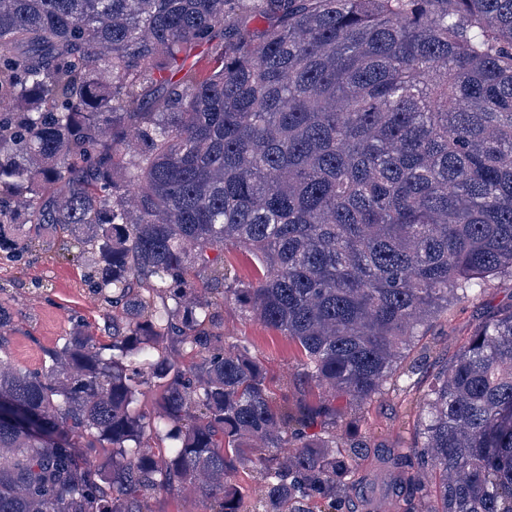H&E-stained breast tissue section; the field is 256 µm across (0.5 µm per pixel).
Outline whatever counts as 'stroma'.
<instances>
[{
  "mask_svg": "<svg viewBox=\"0 0 512 512\" xmlns=\"http://www.w3.org/2000/svg\"><path fill=\"white\" fill-rule=\"evenodd\" d=\"M80 260L58 246L37 243L23 260L14 262L0 251V300L15 313L8 338L14 364L40 369L48 350L78 325L100 328L104 306L94 299L84 280ZM512 304V285L488 282L476 295L455 303L432 323L418 346L427 359L420 373L386 384L382 393L364 404L340 399L344 416L339 430L367 439L374 448H406L413 444L419 401L446 360L468 339L475 325L489 313ZM224 334L245 342L265 366L276 396L296 404L318 400L321 391L306 382L297 346L281 333L262 326L249 314L229 306L224 310Z\"/></svg>",
  "mask_w": 512,
  "mask_h": 512,
  "instance_id": "1",
  "label": "stroma"
}]
</instances>
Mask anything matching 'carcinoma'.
I'll return each mask as SVG.
<instances>
[{
  "label": "carcinoma",
  "instance_id": "cac0c4a2",
  "mask_svg": "<svg viewBox=\"0 0 512 512\" xmlns=\"http://www.w3.org/2000/svg\"><path fill=\"white\" fill-rule=\"evenodd\" d=\"M47 236L80 247L112 333L78 325L30 371L0 302V512L183 490L245 512V462L252 512H342L367 443L336 436V400L415 374L449 300L512 281V0H0V250ZM227 304L324 400L276 406ZM380 463L369 512H512V306ZM224 265L239 279L248 281L252 278L253 269L258 266V262L250 253L229 248L224 250ZM233 483L242 487L247 495L246 506L251 510V506L255 504L256 500L260 497L262 490V481L256 470L250 467H237L230 475Z\"/></svg>",
  "mask_w": 512,
  "mask_h": 512
}]
</instances>
